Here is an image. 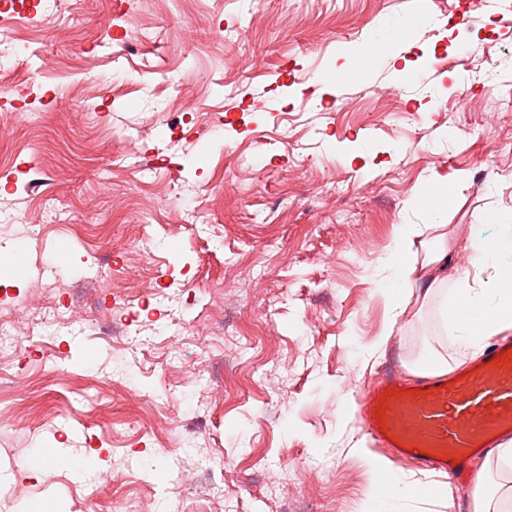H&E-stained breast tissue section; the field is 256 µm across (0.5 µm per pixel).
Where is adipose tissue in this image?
Instances as JSON below:
<instances>
[{
	"mask_svg": "<svg viewBox=\"0 0 512 512\" xmlns=\"http://www.w3.org/2000/svg\"><path fill=\"white\" fill-rule=\"evenodd\" d=\"M426 231L422 224H398L388 246L385 266L389 271L381 279L374 295L380 297L389 312H396L408 303L416 286H424L426 294H434L440 284L438 271L446 260L448 248L439 244L424 261L410 257L414 238ZM473 273H462L452 304L462 312L459 320H450L459 343L468 353H478L490 337L512 331V225H501L499 233L475 245ZM491 270L489 280H482L481 271ZM364 462L372 476L366 491L370 512H396L399 501L406 497L435 494L436 486H412L403 483L398 471L380 459L368 456Z\"/></svg>",
	"mask_w": 512,
	"mask_h": 512,
	"instance_id": "obj_1",
	"label": "adipose tissue"
}]
</instances>
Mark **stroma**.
Instances as JSON below:
<instances>
[{"label":"stroma","mask_w":512,"mask_h":512,"mask_svg":"<svg viewBox=\"0 0 512 512\" xmlns=\"http://www.w3.org/2000/svg\"><path fill=\"white\" fill-rule=\"evenodd\" d=\"M36 2L0 11L22 42L0 85V213L22 218L0 223V512H365L360 444L442 485L400 512H464L467 488L337 414L336 384L456 355L414 297L376 350L372 278L395 225L435 220L455 294L512 224V68L475 78L512 51V0H430L367 73L342 48L415 0ZM61 445L86 469L54 466Z\"/></svg>","instance_id":"1"}]
</instances>
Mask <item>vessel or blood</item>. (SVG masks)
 Wrapping results in <instances>:
<instances>
[{
	"mask_svg": "<svg viewBox=\"0 0 512 512\" xmlns=\"http://www.w3.org/2000/svg\"><path fill=\"white\" fill-rule=\"evenodd\" d=\"M512 339L492 341L473 365L430 375L410 384L388 372L362 398L364 428L383 447L415 460L425 471L457 481L466 476V456H478L512 438V361L493 360ZM418 394H410V387Z\"/></svg>",
	"mask_w": 512,
	"mask_h": 512,
	"instance_id": "obj_1",
	"label": "vessel or blood"
}]
</instances>
